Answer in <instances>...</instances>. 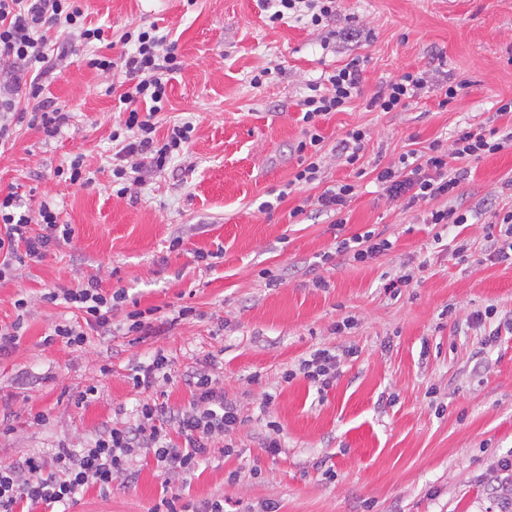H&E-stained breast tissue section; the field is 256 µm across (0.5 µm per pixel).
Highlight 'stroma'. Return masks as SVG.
Masks as SVG:
<instances>
[{
	"instance_id": "stroma-1",
	"label": "stroma",
	"mask_w": 512,
	"mask_h": 512,
	"mask_svg": "<svg viewBox=\"0 0 512 512\" xmlns=\"http://www.w3.org/2000/svg\"><path fill=\"white\" fill-rule=\"evenodd\" d=\"M81 5L109 43L152 23L168 33L179 66L158 133L185 121L195 130L186 156L116 198L112 73L89 67L93 47L78 46L42 78L68 125L52 141L17 126L0 154V190L14 189L26 205L57 203L74 235L0 283V325L24 320L19 344L0 355V464L62 441L82 448L102 424L132 420L142 395L127 375L160 350L171 362L169 404L188 406L185 375L206 372L245 419L215 441L183 502L220 499L224 512L269 504L277 512H496L497 462L512 454V327L503 322L512 316V265L490 262L485 227L512 210V148L467 160L457 198L410 209L388 199L375 176L462 129L512 128V112L499 111L512 100V0H338L318 26L268 24L258 0ZM355 57L364 60L362 93L320 120L318 180L288 189L308 83ZM408 71L428 80L408 108L369 107L383 82ZM260 72L263 84L251 85ZM458 82L463 90L444 102L445 86ZM357 127L368 139L352 166L335 147ZM77 154L93 182L67 189L55 172ZM337 183L356 187L339 234L371 230L393 243L370 263L319 262L337 233L316 199ZM449 205L469 212L468 223H425L430 209ZM462 244L469 255L455 256ZM217 250L213 266L198 261ZM265 270L278 275L276 285ZM410 272L417 284L391 288ZM92 274L104 290L125 288L140 308L188 304L198 315L140 343L92 335L79 351L45 344L55 325L80 314L44 293ZM21 292L30 301L22 316L13 306ZM344 319L353 328L336 333ZM316 347L342 354L335 384L320 392L300 374L283 381ZM91 384L98 395L77 404ZM40 411L48 415L41 424ZM271 418L280 426L275 455L263 446ZM132 466V482L106 495L83 489L66 512H155L163 477L151 455L134 456Z\"/></svg>"
}]
</instances>
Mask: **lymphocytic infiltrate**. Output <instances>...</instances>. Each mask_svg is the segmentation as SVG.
I'll return each instance as SVG.
<instances>
[{
    "label": "lymphocytic infiltrate",
    "mask_w": 512,
    "mask_h": 512,
    "mask_svg": "<svg viewBox=\"0 0 512 512\" xmlns=\"http://www.w3.org/2000/svg\"><path fill=\"white\" fill-rule=\"evenodd\" d=\"M262 8L268 11V19L273 23L305 17L311 25L318 26L335 15L336 0H263ZM52 30L62 31L67 38L86 45L103 38L101 28L87 26L78 0H0V62L15 65L9 85L20 84L29 72L44 75L52 70L53 46L48 37ZM119 41V56L96 54L87 64L124 75L117 96L123 118L112 132L118 157L131 160L130 165L118 164L112 169L117 186L115 195L121 198L127 195V184L133 175L163 169L180 155L190 140L193 125L176 124L169 127L164 138L156 136L154 118L166 106L169 77L177 68L175 47L167 35L152 23L123 31ZM361 74L360 61L355 58L329 72L323 83L309 84L301 101L306 129L297 146L293 184L318 180L324 139L317 122L330 113L343 111L360 95ZM426 85L422 73L406 72L391 79L385 90L371 97L369 104L384 112H397L406 109ZM30 97L37 102L30 111L18 108L13 99L0 98V146L8 142L10 127L15 122L40 129L49 140L59 137L67 126V113L42 98L39 84H31ZM509 147L512 148V130H462L450 147L435 142L427 150L410 151L399 163L378 171L376 181L384 186L389 199L405 200L412 207L453 196L469 177L462 160L477 159ZM71 239L72 229L61 223L56 204L43 201L33 209L22 205L15 192L0 191V280L9 276L15 265L44 258L52 248ZM391 247L389 239L366 231L337 241L335 251L324 253L322 259L366 263ZM43 299L50 303L64 300L80 312V324L55 325L52 334L44 338L45 343L59 339L76 349L86 344L92 331L103 337L133 336L141 342L196 315L195 309L186 305L162 316L152 308L125 310L124 289L105 292L93 275L86 284L60 293H44ZM187 383L193 389L190 406L175 407L149 399L139 403L134 421L104 425L86 447L74 448L63 442L49 455L34 453L0 465V512H19L24 500L49 507L63 506L91 485L101 493H110L113 483L130 479V459L142 449L154 458L164 488L170 493L162 501L166 512H190L189 505L179 502V487L206 458L212 443L242 427L245 419L236 403L225 400L223 390L210 375L194 374Z\"/></svg>",
    "instance_id": "lymphocytic-infiltrate-1"
}]
</instances>
